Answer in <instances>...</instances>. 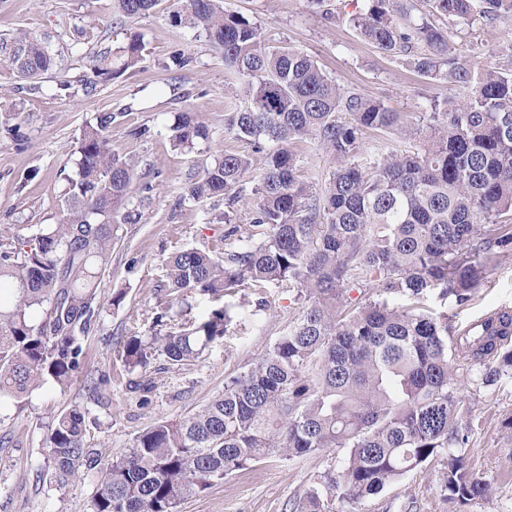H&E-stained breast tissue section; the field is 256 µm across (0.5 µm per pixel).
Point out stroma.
Here are the masks:
<instances>
[{"label": "stroma", "instance_id": "obj_1", "mask_svg": "<svg viewBox=\"0 0 512 512\" xmlns=\"http://www.w3.org/2000/svg\"><path fill=\"white\" fill-rule=\"evenodd\" d=\"M224 9L257 25L263 45L295 47L336 84L404 113L408 135L392 140L366 131L364 153L386 141L402 151L421 145L424 113L448 97L447 83L381 52L347 19L323 18L316 0H224ZM181 10L180 0H160L149 15L120 21L113 0H0V229L24 224L33 235L61 222L65 188L78 176L79 143L104 114L115 116L109 129L113 155L134 163L137 183L153 187L134 193L112 217L118 231L98 289L97 321L82 337L79 373L67 388L47 382L22 402L0 401V512H93L97 480L113 457L128 452L153 423L202 409L223 392L229 375L262 356L301 311L296 284L283 281L250 294L224 339L199 361L177 367L158 355L145 369L129 373L122 367L118 350L125 336L150 330L155 313L201 322L218 306L206 296L179 304L157 290L172 252L208 249L224 236L223 199H191L190 177L228 150L262 160L249 141L225 136L232 90L224 59L203 34L181 24ZM449 31L480 68L497 62V50L512 43V16L453 24ZM130 34L142 39L141 60L117 76L93 73L92 57L112 54ZM21 35L38 40L54 57L53 68L38 78H20L9 60L6 44ZM178 52L188 57L187 65L176 64ZM182 112L197 113L211 127L210 138L190 150L171 141ZM295 150L299 178L321 193L333 166L330 154L315 140ZM484 265L471 301L449 305L452 328L512 307V256L494 255ZM120 290L125 298L112 306ZM105 376L110 382L102 399L93 401L89 386ZM146 377L155 387L144 397L132 383ZM462 396L477 422L468 455L473 473L490 486L485 497L462 507L448 503L435 459L377 496L337 500L336 512H390L393 500L409 496L419 512H512V432L503 425L512 416V376H502L491 389L468 388ZM75 406L86 412V440L98 451L97 465L83 479L51 490L39 480L47 437L54 417ZM343 456L340 449L293 460L269 456L187 497L178 512H291L314 478Z\"/></svg>", "mask_w": 512, "mask_h": 512}]
</instances>
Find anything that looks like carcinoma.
<instances>
[{
  "mask_svg": "<svg viewBox=\"0 0 512 512\" xmlns=\"http://www.w3.org/2000/svg\"><path fill=\"white\" fill-rule=\"evenodd\" d=\"M350 18L380 51L404 56L414 70L448 83L439 111L426 113L427 137L417 151L381 146L365 164L352 161L364 130L406 134L405 115L328 78L307 54L263 46L257 26L224 11L222 0H186L185 23L224 55L243 86L244 105L224 113V133L265 154L254 189L250 229L234 222L243 201L250 156L231 151L191 179L193 199L223 196L222 250L181 248L165 261L173 296H247L284 280L298 285L301 315L257 361L231 376L224 392L198 412L144 430L123 457L102 472L95 512H176L187 496L252 468L271 454L302 458L346 449L324 486L311 487L293 512H335L340 497L380 494L406 474L440 460L442 491L464 506L488 485L472 472L474 430L460 389H491L512 374V308L486 314L463 331L448 330L437 297L462 306L482 277L481 260L512 252V45L502 63L481 70L448 38V22L469 24L512 15V0H368ZM158 0H115L118 15L151 12ZM136 36L93 68L135 66ZM17 73L35 78L53 65L48 49L16 39ZM103 115L79 143L78 177L68 183L62 223L33 239L23 227L0 231V398L21 401L50 379L65 389L81 368V337L96 320L97 290L118 225L112 213L133 193L134 167L114 155ZM172 142L193 148L210 130L193 112L178 115ZM320 142L334 160L324 192L297 176L293 146ZM277 148L265 151V143ZM375 283L384 298L349 310L348 288ZM401 297L403 306L389 299ZM133 331L121 347L128 371L161 354L186 365L222 339L230 305L208 320ZM87 425L75 407L54 421L48 465L40 481L60 489L96 463Z\"/></svg>",
  "mask_w": 512,
  "mask_h": 512,
  "instance_id": "cac0c4a2",
  "label": "carcinoma"
}]
</instances>
